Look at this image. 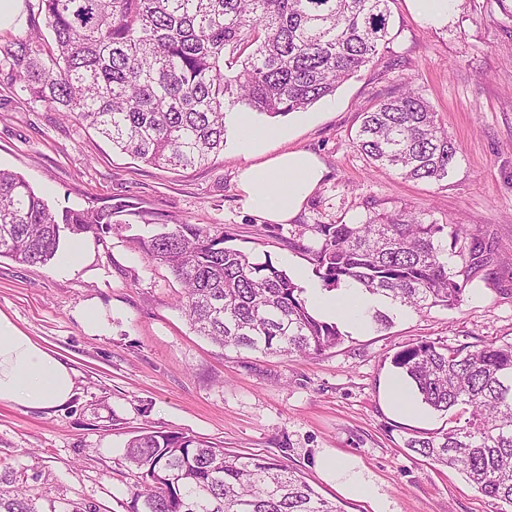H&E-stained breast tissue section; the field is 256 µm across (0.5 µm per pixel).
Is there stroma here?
Instances as JSON below:
<instances>
[{
    "mask_svg": "<svg viewBox=\"0 0 512 512\" xmlns=\"http://www.w3.org/2000/svg\"><path fill=\"white\" fill-rule=\"evenodd\" d=\"M389 51L303 113L259 122L288 129L270 149L313 152L326 174L295 220L270 226L245 211L238 175L246 161L228 130L224 152L174 172L120 153L93 131L15 95L0 68V168L22 174L54 209L122 199L142 210L119 233L83 236L75 270L59 261L25 265L0 257V311L71 366L75 395L64 406L0 404V464L35 477L40 512L84 499L126 512L135 472L124 459L137 431L182 433L289 462L343 512H497L459 473L409 450L412 436L446 417L416 405L397 413L389 384L400 350L422 340L448 345L512 342V0H449L448 15L424 20L413 0L392 6ZM436 110L460 147L447 180L407 181L370 166L352 139L360 114L403 84ZM408 210L437 224H467L494 241L498 258L469 284L455 309H390L393 324L341 326V344L320 356L263 355L199 336L179 307L183 287L149 264L137 239L175 219L223 228L229 246L303 271L306 292L325 289L310 261L290 249L318 224H360L372 212ZM105 313L92 330L82 311ZM357 460L379 501L350 499L324 470L331 455Z\"/></svg>",
    "mask_w": 512,
    "mask_h": 512,
    "instance_id": "1",
    "label": "stroma"
}]
</instances>
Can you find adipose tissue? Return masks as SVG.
Wrapping results in <instances>:
<instances>
[{"mask_svg": "<svg viewBox=\"0 0 512 512\" xmlns=\"http://www.w3.org/2000/svg\"><path fill=\"white\" fill-rule=\"evenodd\" d=\"M231 120L237 129L238 149L248 160L239 176L246 209L262 220L288 223L322 180V164L305 150L270 155L271 144L283 138L284 133L258 124L251 113H233ZM315 304L327 319L359 327L364 324V311L372 301L359 285L351 282L342 284L335 294L317 295ZM74 387L73 368L0 312V403L28 409L60 407L72 399ZM325 468L342 494L377 499L376 487L358 473L352 458L330 456Z\"/></svg>", "mask_w": 512, "mask_h": 512, "instance_id": "obj_1", "label": "adipose tissue"}]
</instances>
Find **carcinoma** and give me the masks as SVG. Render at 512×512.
Masks as SVG:
<instances>
[{
	"instance_id": "cac0c4a2",
	"label": "carcinoma",
	"mask_w": 512,
	"mask_h": 512,
	"mask_svg": "<svg viewBox=\"0 0 512 512\" xmlns=\"http://www.w3.org/2000/svg\"><path fill=\"white\" fill-rule=\"evenodd\" d=\"M39 29L0 46L12 86L95 130L147 165L201 166L224 151L230 112H303L335 94L390 41L394 0H38ZM362 119L354 144L370 164L408 180L442 181L458 144L430 103L404 85ZM127 204L53 211L25 178L0 169V257L46 264L62 233L122 230ZM425 224L406 210L362 224H323L319 242L288 239L329 286L355 282L418 313L463 301L492 249L463 224ZM224 230L160 224L138 238L144 258L182 283L181 308L223 347L320 355L342 342L312 315L305 289L271 259L226 245ZM460 270L448 268V247ZM392 363L428 408L455 425L406 441L512 508V342L454 347L420 341ZM126 460L139 481L127 512H341L280 455L233 451L190 436L146 432ZM0 512H38L26 481L0 472Z\"/></svg>"
}]
</instances>
